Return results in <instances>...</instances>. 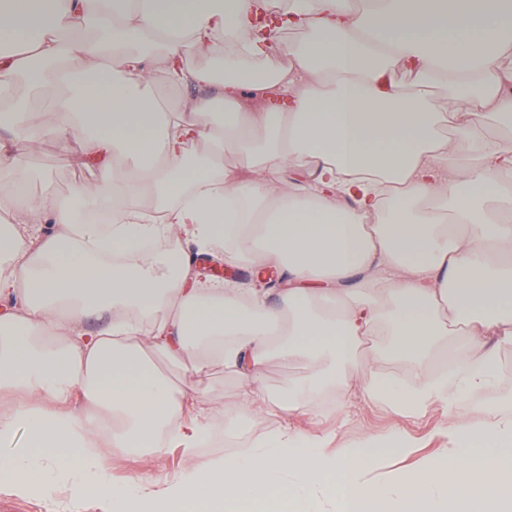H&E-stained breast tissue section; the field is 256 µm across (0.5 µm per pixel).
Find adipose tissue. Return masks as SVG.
<instances>
[{
	"mask_svg": "<svg viewBox=\"0 0 512 512\" xmlns=\"http://www.w3.org/2000/svg\"><path fill=\"white\" fill-rule=\"evenodd\" d=\"M85 28L93 41L69 38ZM287 28L307 40L283 45ZM246 87L290 106L246 109ZM48 129L111 160V179L69 206L26 193L25 147ZM232 143L247 170L225 164ZM0 170V491L99 512H512L508 412H460L447 458L406 470L381 468L414 448L397 431L334 450L288 425L198 456L222 418L201 383L218 366L243 418L358 380L411 413L497 384L512 348V0H0ZM217 247L277 270L278 307L200 278L194 251ZM274 357L308 372L273 393ZM393 361L404 376L386 375ZM168 446L194 465L103 483L111 449Z\"/></svg>",
	"mask_w": 512,
	"mask_h": 512,
	"instance_id": "adipose-tissue-1",
	"label": "adipose tissue"
}]
</instances>
